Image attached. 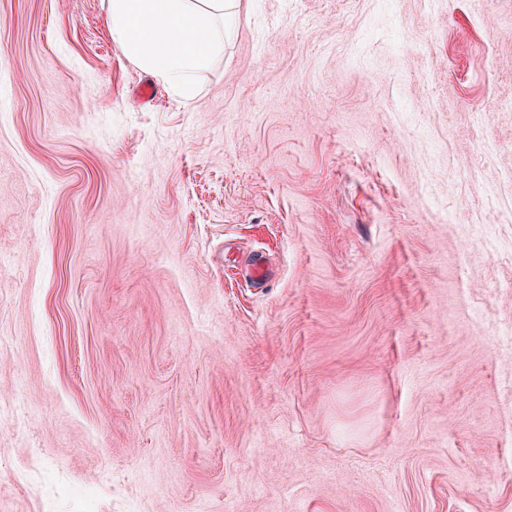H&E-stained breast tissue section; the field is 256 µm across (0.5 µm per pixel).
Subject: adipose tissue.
I'll list each match as a JSON object with an SVG mask.
<instances>
[{
  "label": "adipose tissue",
  "instance_id": "adipose-tissue-1",
  "mask_svg": "<svg viewBox=\"0 0 512 512\" xmlns=\"http://www.w3.org/2000/svg\"><path fill=\"white\" fill-rule=\"evenodd\" d=\"M238 6L239 0H107L112 37L125 55L186 95L223 51L218 23Z\"/></svg>",
  "mask_w": 512,
  "mask_h": 512
}]
</instances>
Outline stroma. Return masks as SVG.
Wrapping results in <instances>:
<instances>
[{"label": "stroma", "mask_w": 512, "mask_h": 512, "mask_svg": "<svg viewBox=\"0 0 512 512\" xmlns=\"http://www.w3.org/2000/svg\"><path fill=\"white\" fill-rule=\"evenodd\" d=\"M0 56V512H512V0H242L188 100L105 0Z\"/></svg>", "instance_id": "stroma-1"}]
</instances>
